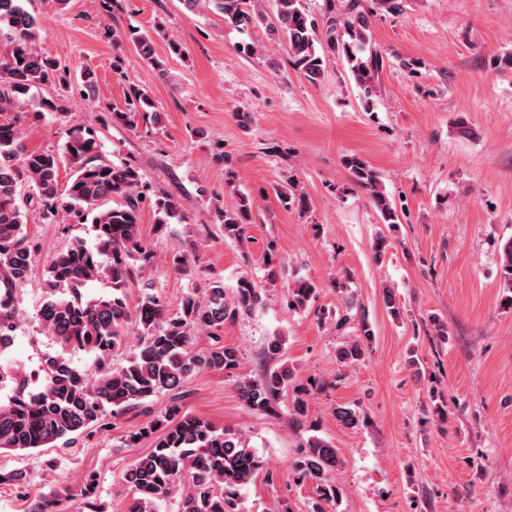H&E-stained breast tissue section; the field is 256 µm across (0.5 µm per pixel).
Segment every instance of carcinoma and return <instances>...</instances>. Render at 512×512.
Returning <instances> with one entry per match:
<instances>
[{
  "label": "carcinoma",
  "instance_id": "carcinoma-1",
  "mask_svg": "<svg viewBox=\"0 0 512 512\" xmlns=\"http://www.w3.org/2000/svg\"><path fill=\"white\" fill-rule=\"evenodd\" d=\"M194 12L207 5L224 17V23L248 29L262 26L288 45L294 69L316 83L323 76L330 57L348 65L354 82L370 98L379 86L385 58L372 45L369 12L360 0H346L341 16H335V0H328V12L318 21L304 0H274L268 13L259 0H182ZM8 30L9 50L0 55V112L13 109L31 91L56 81L69 80L60 63L38 50L34 43L36 18L24 0H0V31ZM127 39L144 62L159 69L154 40L147 32L129 29ZM159 115L152 99L136 85L129 88L125 110L112 113V120L136 130L138 119ZM101 145L88 132L73 129L59 151H29L16 119L0 120V345L15 333L19 322L18 292L27 284L34 264L36 243L27 234L30 218L54 222L62 213L92 216L95 239L89 245L76 238L52 259L40 305L38 321L52 336L59 350L44 359L43 382L23 390L27 375L10 372L13 392L0 400V450L28 451L67 443L107 417L126 409L139 408L157 395H170L163 419H154L142 428L156 434L154 449L135 458L124 479L133 491L130 512H159L161 501L179 492V512H239L241 490L252 483L262 461L246 439L216 427L211 422L182 410V383L201 371H228L238 367V350L217 343L224 325L261 302L260 288L241 279L232 298L224 284L214 281L204 293H187L177 313H169L153 294L133 306L124 288L138 273L146 248L140 232L142 192L140 174L131 165H115L104 159ZM73 168L72 178L59 195L58 171L63 162ZM354 182L370 192L372 202L386 224L398 221L394 203L381 190L377 171L363 158L344 159ZM33 192L18 202L20 190ZM123 203L101 208L107 198ZM285 205L302 213L310 209V199L294 180L280 189ZM156 224L181 221L178 202L167 194L154 202ZM253 202L241 198L234 209L213 206L215 223L224 227V236L241 240L251 219ZM501 250V303L512 307V237ZM106 279L112 294L83 299L81 288ZM318 286L297 280L288 286V308L301 310L316 298ZM139 337L137 349L127 364L111 368L108 354L122 345L130 334ZM208 336L215 344L195 349V340ZM374 336L372 325L361 319L357 334L338 350L344 365H355L364 356V344ZM84 350L94 355L95 369L76 366L68 352ZM294 369L280 362L268 369L259 381L237 384L243 401L252 409L266 411L288 391ZM310 401L307 393L295 391L288 416L299 430L309 431ZM341 465L338 451L327 440L311 435L292 462L297 481L311 482L324 506L334 507L339 497L335 472Z\"/></svg>",
  "mask_w": 512,
  "mask_h": 512
}]
</instances>
